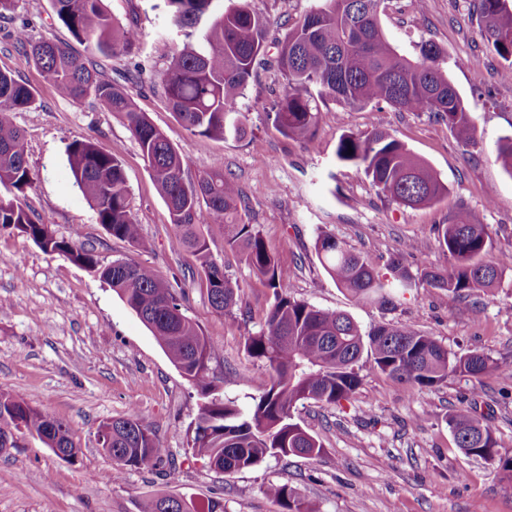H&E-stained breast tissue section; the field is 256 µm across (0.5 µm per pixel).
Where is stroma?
I'll return each mask as SVG.
<instances>
[{
	"instance_id": "1",
	"label": "stroma",
	"mask_w": 512,
	"mask_h": 512,
	"mask_svg": "<svg viewBox=\"0 0 512 512\" xmlns=\"http://www.w3.org/2000/svg\"><path fill=\"white\" fill-rule=\"evenodd\" d=\"M113 18L141 34L122 61L100 60L104 79L122 86L140 111L185 152L184 171L196 178L215 162L242 187L250 223L259 225L278 262L291 274L294 296L325 310L348 312L363 329L382 323L414 324L453 352L483 353L512 364V276L491 293L461 297L418 280L394 306L353 304L337 288L315 251L326 231L356 252L386 265L403 254L410 273L445 265L439 225L460 211L488 225L493 253L512 252V175L497 161L496 142L512 135V80L480 32L476 0H386L382 30L401 55L416 58L420 41L436 43L443 66L471 116L476 144L459 138L427 112H400L380 104L365 108L321 102L328 118L315 149L287 139L270 117L284 84L275 53L238 100L244 136L213 140L192 136L169 109L157 73L180 44L163 0H106ZM28 26L37 38L69 39L50 0H15L0 19V70L35 92L30 108L14 113L25 132L34 181L24 201L49 217L57 237L94 251L104 262L132 260L149 266L187 295L189 316L217 350L211 367L225 398L248 406L266 379L263 364L245 349L260 331L274 297L239 257L224 249L221 226H205L210 249L241 287L238 318L217 313L193 257L178 245L168 208L135 139L120 114L96 103L63 97L28 62L13 33ZM380 129L402 142L447 185L435 206L411 209L379 195L363 172L340 162L342 135ZM92 139L122 164L131 211L147 248L116 239L98 224L74 185L65 149ZM417 249L404 253L406 243ZM362 384L336 406L307 402L295 420L321 441L320 456L270 457L233 474L216 473L195 456L190 429L198 413L196 388L171 363L150 330L89 269L44 251L27 235L0 230V390L23 398L66 422L80 450L76 461L57 457L28 438L0 453V512H142L160 494L203 500L220 497L225 512H281L265 489L285 483L319 512H512V481L493 462L456 447L448 417L477 407L512 451V377L455 375L410 394L360 362ZM139 409L173 454L177 470L145 467L112 481L114 462L97 445L99 425Z\"/></svg>"
}]
</instances>
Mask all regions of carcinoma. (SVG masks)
<instances>
[{
    "label": "carcinoma",
    "mask_w": 512,
    "mask_h": 512,
    "mask_svg": "<svg viewBox=\"0 0 512 512\" xmlns=\"http://www.w3.org/2000/svg\"><path fill=\"white\" fill-rule=\"evenodd\" d=\"M214 0H164L174 25L189 40L177 48L158 77L171 111L193 136L224 138L244 133L243 113L236 110L254 68L267 49L271 20L256 13L251 0H236L220 14L211 12ZM384 0H321L283 38L274 40L285 90L273 113V123L287 138L305 145L315 140L324 120L316 99H332L348 106L388 104L399 111L431 112L464 140L476 143L469 112L442 70V50L433 42L420 46L419 58L396 52L385 38L379 12ZM58 19L85 44V54L52 39H35L20 28L14 40L28 53L44 79L57 92L80 101L93 97L103 108L123 115L139 144L154 183L166 203L181 248L197 263L208 300L222 315L233 314L239 285L213 258L201 227H224V249L236 252L250 270L273 290L274 302L261 330L246 338L248 355L264 364L268 384L248 410L224 399L214 383L211 361L215 348L187 315L180 298L151 268L133 261L101 264L90 250L57 237L48 218L37 216L19 194L31 184L24 139L11 115L35 102L33 90L13 74L0 70V185L18 195L0 197V228L15 229L46 252L68 257L99 274L150 329L170 361L203 399L191 439L193 452L208 460L218 473L253 468L271 456L315 457L322 443L295 422L297 406L312 400L335 405L359 387L358 363L404 382L414 392L433 388L450 374L481 379L512 375L477 351L457 354L410 323L383 324L364 331L344 311H326L290 293V274L269 251L257 225L246 220L247 202L241 188L224 177L215 163L194 180L184 177V151L174 146L129 94L102 78L97 59L120 60L140 42L133 27L117 24L104 0H51ZM480 25L488 47L501 61V76L512 78V8L505 0H479ZM203 28L205 47L190 40ZM353 153H348V150ZM496 159L512 174V137L501 138ZM74 185L94 210L97 223L115 238L146 247L128 202V186L121 162L89 139H75L66 147ZM336 156L371 179L392 202L404 207H430L441 201L448 187L401 142L386 132L346 134ZM439 245L447 257L441 267L421 272L429 286L468 296L500 285L512 274V259L491 254L485 224L466 213L438 229ZM315 250L326 272L355 304L391 303V288H410L415 278L401 258L390 262L392 281L385 282L377 264L356 253L333 235L320 231ZM113 477L133 469L169 463L176 466L155 433L134 411L112 423ZM454 441L465 455L497 461L512 480V452L498 448L495 432L477 411L448 417ZM29 435L49 448L59 447L76 460L69 426L46 411L10 393L0 392V452L18 447L16 439ZM268 496L283 512H317L286 484H271ZM143 512H224V501L210 497L192 503L189 511L172 495L152 499Z\"/></svg>",
    "instance_id": "obj_1"
}]
</instances>
